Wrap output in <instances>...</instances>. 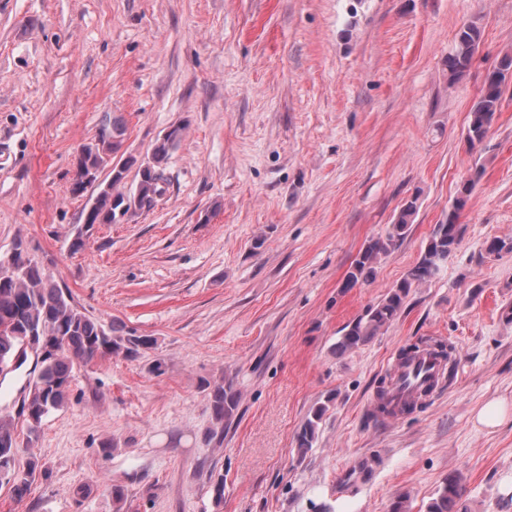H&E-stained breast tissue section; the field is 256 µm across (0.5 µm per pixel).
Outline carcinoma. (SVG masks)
I'll list each match as a JSON object with an SVG mask.
<instances>
[{"mask_svg": "<svg viewBox=\"0 0 512 512\" xmlns=\"http://www.w3.org/2000/svg\"><path fill=\"white\" fill-rule=\"evenodd\" d=\"M480 41L481 30L476 23L461 26L456 33L454 50L448 56L451 78L462 76L470 68ZM509 76H512V54L505 53L487 71L483 86L470 109L466 128V139L470 144L480 143L486 138L501 102L503 85ZM100 126L111 132L112 141L88 150L75 171L73 183V191L78 193L86 190L84 178L91 172L104 176L94 186L96 196L92 209L84 212L83 223L89 226L113 223L118 210V206L112 204L113 191L125 185L129 172L127 167L116 169L112 161L107 159V153L123 140L124 124L105 116ZM182 131L183 127L174 126L165 139L156 140L151 170L137 180L136 196L128 201L123 214L133 218L150 211L166 192V164L171 150L180 141ZM474 186L473 178L460 184L458 196L448 210V218L435 226L417 262L377 303L341 329V336L335 345L336 354L342 356L351 353L388 329L399 317L411 290L433 278L442 262L448 259L460 242L458 218ZM418 210L416 196L400 205L385 235L370 240L354 259L342 283V290L348 291L375 279L382 257L398 248L407 238ZM485 252L489 256L512 253V238L494 237L488 240ZM31 336L39 337L49 350L42 360L35 363L22 390L19 416L26 423V437H21L16 417L0 412V474L6 475V479L0 478V483L12 484L14 498L18 501L27 493L39 468V460L34 455L25 464H20L18 448L33 447L38 441L43 419L51 411L68 404L74 368L107 355L135 358L156 344V339L151 336L123 335L113 329L106 330L98 320L74 304L71 295L62 290L41 263L20 250L7 266L0 259V360L9 363L19 353L28 355L27 345ZM422 351H428L444 361L450 359L445 344L425 336L402 349L401 358L409 359ZM209 402L213 421L222 425L236 410L239 394L232 382L217 383L209 392ZM414 404V400L392 404L387 399V389L382 388L376 414L392 416ZM325 412L326 406L323 404L312 409L297 436L300 456H305L313 448L316 429ZM463 492L461 476L449 474L429 502L427 512H461Z\"/></svg>", "mask_w": 512, "mask_h": 512, "instance_id": "cac0c4a2", "label": "carcinoma"}]
</instances>
